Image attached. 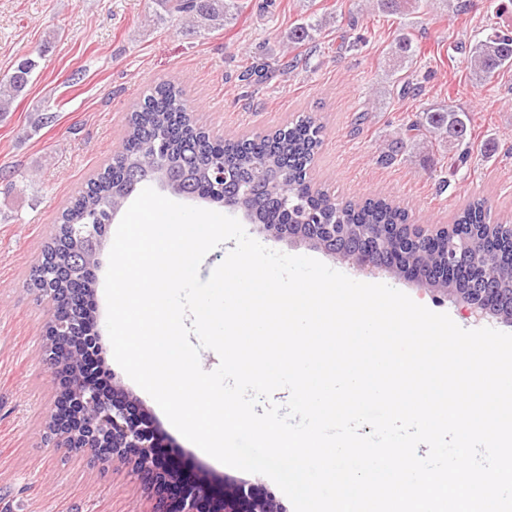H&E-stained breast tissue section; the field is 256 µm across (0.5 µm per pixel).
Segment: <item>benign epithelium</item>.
Returning <instances> with one entry per match:
<instances>
[{"label":"benign epithelium","instance_id":"1","mask_svg":"<svg viewBox=\"0 0 512 512\" xmlns=\"http://www.w3.org/2000/svg\"><path fill=\"white\" fill-rule=\"evenodd\" d=\"M280 235L307 240L327 253L363 269H385L428 285L452 283V273L464 262L476 277H483L478 255L484 235L512 241L511 224H445L428 228L422 224H269ZM441 244L444 275L410 257L424 255L429 246ZM75 287L64 294L53 293L57 309L47 325L48 361L57 387L55 410L49 432L55 448L64 453H85L102 461H116L131 469L155 493L151 512H171L166 490L184 481L182 465L156 467L158 449L165 447L159 425L129 394L103 381L101 372L87 368L94 352L98 329L82 336L80 349L73 339L81 336L94 290L81 287L79 274H70ZM448 294L478 318L491 316L512 321L504 310L511 288H450ZM179 512H283L270 495L257 496L246 481H221L204 468L189 476Z\"/></svg>","mask_w":512,"mask_h":512}]
</instances>
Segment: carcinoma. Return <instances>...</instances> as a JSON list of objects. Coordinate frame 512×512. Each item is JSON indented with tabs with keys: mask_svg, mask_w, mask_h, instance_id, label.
<instances>
[{
	"mask_svg": "<svg viewBox=\"0 0 512 512\" xmlns=\"http://www.w3.org/2000/svg\"><path fill=\"white\" fill-rule=\"evenodd\" d=\"M373 8L389 15H406L419 9L422 0H372ZM157 9L170 17L182 20L192 29L211 30L224 26L225 19L239 8L238 0H154ZM322 20L308 18L292 34L296 43L310 40L321 30ZM466 69L475 80H485L496 73L512 68V28H493L478 39L469 51ZM416 58V47L408 33L398 36L388 52L391 75L405 96L414 91L410 82L400 76L408 71ZM37 62L26 58L5 81H0V115L10 111L13 102L23 94ZM472 117L453 106H433L425 109L418 119L400 129L398 136L382 153V159L393 161L401 150L417 145H443L459 152L464 159L468 150L461 149L471 133ZM320 125L305 118L265 137L251 139L214 140L210 134L195 127L186 105L182 89L174 83H163L131 112L128 131L122 150L103 171L90 180L75 202L65 209L52 242L43 254V272L34 274L33 285L50 280V286L63 291L72 286L57 272L73 269L75 260L83 265L97 266L98 257L84 252L79 228L96 224L101 229L112 222L113 213L120 211L128 200L123 188L127 177L136 172L148 180L161 172H178L183 176L184 191L203 195L213 203H224V184L211 182L214 161L228 156L243 173L251 171L260 162L274 175L280 171L288 177L268 181L259 196L244 194L239 203L252 209L261 224H283L285 216L273 200L290 198L298 192L308 197L312 207L323 213L328 224H405V212L393 207L383 198L370 199L362 204L338 202L314 189L307 180V172L320 144L317 130ZM457 224L490 223V207L479 201L465 209L455 219ZM482 263L495 276L502 278L512 273V259L508 258V244L494 242L485 248Z\"/></svg>",
	"mask_w": 512,
	"mask_h": 512,
	"instance_id": "carcinoma-1",
	"label": "carcinoma"
}]
</instances>
